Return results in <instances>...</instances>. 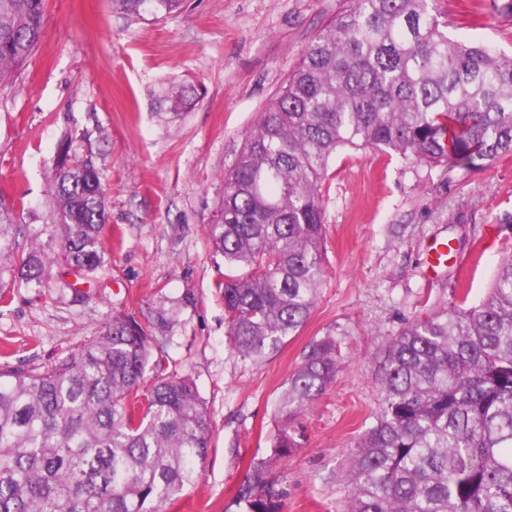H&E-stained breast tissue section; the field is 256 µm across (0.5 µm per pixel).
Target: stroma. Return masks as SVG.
Segmentation results:
<instances>
[{"label":"stroma","instance_id":"1","mask_svg":"<svg viewBox=\"0 0 512 512\" xmlns=\"http://www.w3.org/2000/svg\"><path fill=\"white\" fill-rule=\"evenodd\" d=\"M345 0H183L162 19L113 0H45L41 40L0 85V193L48 241L49 189L62 141L90 142L105 189L104 264L45 296L0 302V364L40 368L75 351L117 314L150 323L166 372L188 376L212 421L195 483L169 512H239L253 458L276 429L275 405L310 345L330 335L340 368L294 423L297 448L274 462L283 512H344L341 472L378 407L381 351L404 324L473 306L512 252V156L446 172L372 149H344L322 181L324 279L298 336L255 363L226 336L224 258L207 230L244 133ZM450 35L512 52V17L491 0H437ZM474 256L468 274H424L428 245Z\"/></svg>","mask_w":512,"mask_h":512}]
</instances>
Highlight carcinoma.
I'll list each match as a JSON object with an SVG mask.
<instances>
[{"instance_id": "carcinoma-1", "label": "carcinoma", "mask_w": 512, "mask_h": 512, "mask_svg": "<svg viewBox=\"0 0 512 512\" xmlns=\"http://www.w3.org/2000/svg\"><path fill=\"white\" fill-rule=\"evenodd\" d=\"M155 19L181 0H114ZM45 0H0V83L39 44ZM447 171L512 155V56L448 36L435 0H349L303 48L224 171L209 238L224 257L227 337L260 361L295 336L324 276L321 182L342 148ZM57 247L18 251L0 195V299L49 288L55 267L103 262L105 196L93 152L67 142L50 187ZM129 316L42 369L0 366V512H168L208 456L211 420L188 377ZM336 338L313 343L276 403L269 455L253 458L241 512H282L271 463L293 422L332 383ZM156 372L138 394L147 367ZM378 410L351 452L346 512H512V257L482 302L409 321L386 344Z\"/></svg>"}]
</instances>
